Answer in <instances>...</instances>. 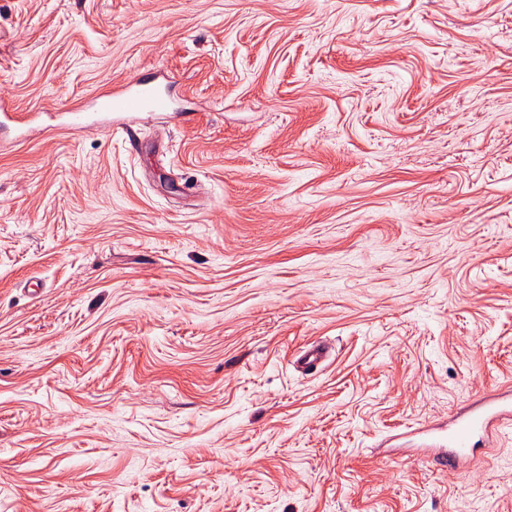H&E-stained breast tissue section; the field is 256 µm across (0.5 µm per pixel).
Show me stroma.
I'll list each match as a JSON object with an SVG mask.
<instances>
[{
  "mask_svg": "<svg viewBox=\"0 0 512 512\" xmlns=\"http://www.w3.org/2000/svg\"><path fill=\"white\" fill-rule=\"evenodd\" d=\"M0 100V512H512L376 449L512 386V0H0ZM141 88L127 87L124 91L119 93L105 92L100 93L94 99V105L97 112L103 114H112L117 112L124 114L120 119L117 127L114 129L112 126L109 132L112 134L114 130H121L124 134L130 137L133 133L131 122L134 114L142 111L149 112H169L170 100L163 93L145 87L146 84H140Z\"/></svg>",
  "mask_w": 512,
  "mask_h": 512,
  "instance_id": "35a3bbf8",
  "label": "stroma"
}]
</instances>
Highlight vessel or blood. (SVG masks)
I'll use <instances>...</instances> for the list:
<instances>
[{"label": "vessel or blood", "instance_id": "1", "mask_svg": "<svg viewBox=\"0 0 512 512\" xmlns=\"http://www.w3.org/2000/svg\"><path fill=\"white\" fill-rule=\"evenodd\" d=\"M94 105L104 114L120 113L122 119L117 128L128 135L136 113L169 111L170 100L144 86L99 94ZM509 425H512V389H493L464 405L447 424L425 425L412 430L411 435L418 456L433 465L461 472L482 448L493 447L500 431Z\"/></svg>", "mask_w": 512, "mask_h": 512}]
</instances>
